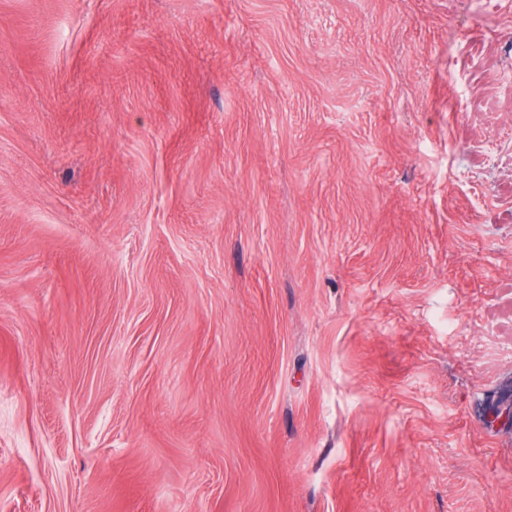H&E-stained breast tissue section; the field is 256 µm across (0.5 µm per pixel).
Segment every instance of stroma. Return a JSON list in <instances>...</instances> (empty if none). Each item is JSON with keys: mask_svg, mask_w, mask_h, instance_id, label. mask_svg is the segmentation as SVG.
<instances>
[{"mask_svg": "<svg viewBox=\"0 0 512 512\" xmlns=\"http://www.w3.org/2000/svg\"><path fill=\"white\" fill-rule=\"evenodd\" d=\"M512 0H0V512H512Z\"/></svg>", "mask_w": 512, "mask_h": 512, "instance_id": "35a3bbf8", "label": "stroma"}]
</instances>
